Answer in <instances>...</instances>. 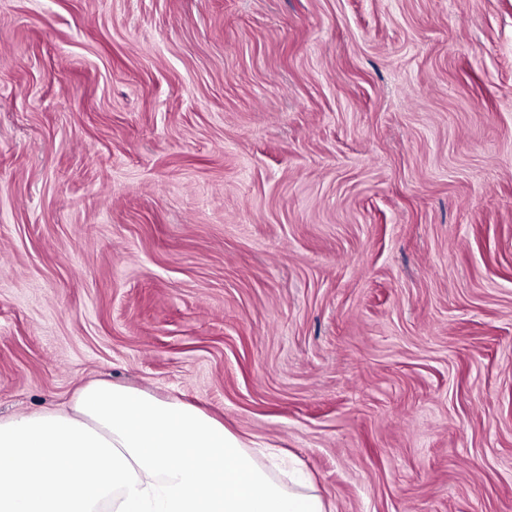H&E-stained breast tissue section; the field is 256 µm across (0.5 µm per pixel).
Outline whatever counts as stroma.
<instances>
[{"instance_id": "1", "label": "stroma", "mask_w": 512, "mask_h": 512, "mask_svg": "<svg viewBox=\"0 0 512 512\" xmlns=\"http://www.w3.org/2000/svg\"><path fill=\"white\" fill-rule=\"evenodd\" d=\"M97 379L512 512V0H0V417Z\"/></svg>"}]
</instances>
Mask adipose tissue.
Returning <instances> with one entry per match:
<instances>
[{
	"label": "adipose tissue",
	"mask_w": 512,
	"mask_h": 512,
	"mask_svg": "<svg viewBox=\"0 0 512 512\" xmlns=\"http://www.w3.org/2000/svg\"><path fill=\"white\" fill-rule=\"evenodd\" d=\"M279 465L197 406L107 380L0 418V512H328Z\"/></svg>",
	"instance_id": "adipose-tissue-1"
}]
</instances>
